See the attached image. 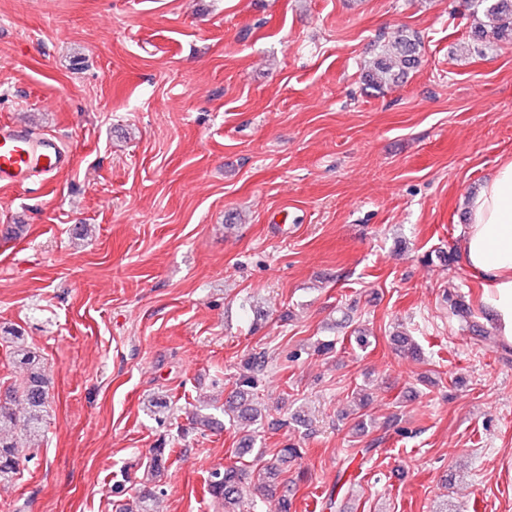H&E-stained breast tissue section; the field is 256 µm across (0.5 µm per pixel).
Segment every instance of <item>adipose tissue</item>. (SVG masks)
I'll return each instance as SVG.
<instances>
[{"mask_svg":"<svg viewBox=\"0 0 512 512\" xmlns=\"http://www.w3.org/2000/svg\"><path fill=\"white\" fill-rule=\"evenodd\" d=\"M467 210L462 258L482 284L497 335L512 343V160L469 197Z\"/></svg>","mask_w":512,"mask_h":512,"instance_id":"1","label":"adipose tissue"}]
</instances>
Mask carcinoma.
Returning <instances> with one entry per match:
<instances>
[{
    "instance_id": "cac0c4a2",
    "label": "carcinoma",
    "mask_w": 512,
    "mask_h": 512,
    "mask_svg": "<svg viewBox=\"0 0 512 512\" xmlns=\"http://www.w3.org/2000/svg\"><path fill=\"white\" fill-rule=\"evenodd\" d=\"M467 9L474 18L468 39L474 51L482 52L481 45L491 36L498 42H512V0H469ZM421 63L420 41L414 35L400 34L389 42H379L376 53L365 70L367 84L381 88L395 85L411 69ZM453 316L475 336L485 334L484 327L470 305L459 295L448 294ZM0 341L8 348L13 362L20 367L23 378L18 387L5 390L0 397V485L10 484L20 473L21 466L31 462L34 454L31 445L44 433L49 408L50 380L46 374L45 358L31 348L24 333L16 328L0 329ZM266 368L265 356L253 355L246 359L235 381V390L224 404V411H237L238 417L256 422L262 419L258 403L253 399L260 376ZM23 405V414L13 409L14 403ZM171 400L164 396L148 401L147 412L157 423L167 422ZM170 449L161 443L152 449L149 465L155 485L139 492L132 502L123 505L122 512H155L157 489L166 470ZM301 449L293 442L279 449L276 461L264 465L258 473L257 489L267 499L275 495L273 479L278 463L292 462L301 458ZM244 471L236 466L214 469L204 478V493L221 504L224 512H236L239 484Z\"/></svg>"
}]
</instances>
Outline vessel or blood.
I'll list each match as a JSON object with an SVG mask.
<instances>
[{
  "mask_svg": "<svg viewBox=\"0 0 512 512\" xmlns=\"http://www.w3.org/2000/svg\"><path fill=\"white\" fill-rule=\"evenodd\" d=\"M73 157L57 137L9 120L0 122V187H46Z\"/></svg>",
  "mask_w": 512,
  "mask_h": 512,
  "instance_id": "1",
  "label": "vessel or blood"
}]
</instances>
